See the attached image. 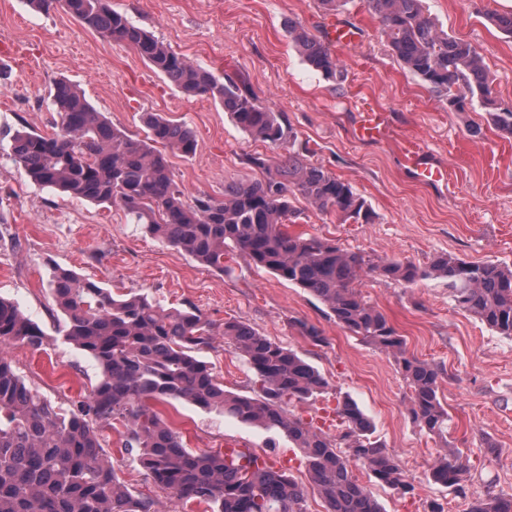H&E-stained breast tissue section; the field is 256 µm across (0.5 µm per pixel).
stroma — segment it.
<instances>
[{
  "mask_svg": "<svg viewBox=\"0 0 512 512\" xmlns=\"http://www.w3.org/2000/svg\"><path fill=\"white\" fill-rule=\"evenodd\" d=\"M136 25L194 63L245 77L262 103L284 112L311 160L352 186L370 204L369 224H343L296 200L293 232L315 234L371 261L394 258L428 266L448 254L467 261L512 266V136L492 125L480 103L449 111L446 102L391 54L377 18L350 0L337 22L360 30L337 50L340 68L327 80L308 67L288 25L323 21L318 0H112ZM448 36L471 43L494 79L496 97L512 103V38L486 20L512 11V0H424ZM13 52L0 63V298L12 301L46 334L40 350L11 345L6 355L25 383L56 405L68 406L98 383L97 364L64 342L63 315L50 298L54 268L102 282L116 294L145 293L166 307L197 309L216 323L238 319L272 342L297 351L328 380L317 399L297 405L304 421L322 416L337 398L351 396L371 419L375 436L411 483L402 496L366 470L358 476L385 512H427L431 500L464 512L466 497L434 484L431 469L443 445L458 448L468 466L466 496L512 494V339L497 335L455 308L441 279L412 285L363 277L362 292L407 340L409 353L444 366L440 397L451 417L447 442L427 435L409 414V390L395 358L336 325L328 308L307 291L231 251L223 270L128 223L123 211L66 196L28 180L12 162V131H53L57 114L50 89L68 78L113 124L139 135L144 113L184 123L196 135L193 155L171 156L175 181L188 194L223 197L225 184L256 176L258 155L277 161L280 150L253 139L218 104L190 97L155 73L131 46L89 30L64 7L31 9L27 0H0V40ZM390 112L394 136L362 143L355 136L360 105ZM412 137L448 167L447 185L418 180L405 165L398 140ZM315 325L317 346L297 321ZM225 390L258 392L245 361L215 337L202 353ZM200 452L233 440L277 469L307 483L301 452L287 436L176 403L162 405ZM109 431L107 450L121 479L137 493L156 495L143 470ZM494 444L498 456L486 455Z\"/></svg>",
  "mask_w": 512,
  "mask_h": 512,
  "instance_id": "1",
  "label": "stroma"
}]
</instances>
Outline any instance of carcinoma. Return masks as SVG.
<instances>
[{"instance_id": "obj_1", "label": "carcinoma", "mask_w": 512, "mask_h": 512, "mask_svg": "<svg viewBox=\"0 0 512 512\" xmlns=\"http://www.w3.org/2000/svg\"><path fill=\"white\" fill-rule=\"evenodd\" d=\"M58 2L87 28L134 47L183 93L212 99L244 133L284 153L273 165L250 157L260 176L225 185L221 199L202 194L189 200L173 179L168 156L195 153L189 128L148 112L144 137L134 138L97 111L78 85L61 78L50 90L56 130L50 135L18 130L12 136L17 168L37 185L121 207L129 223L206 266L224 270L230 248L311 292L339 327L400 362L413 420L443 443L431 479L467 497V467L458 449L448 447V411L440 397L445 369L407 353L405 337L362 293V273L406 285L443 278L456 308L512 338V267L445 254L425 268L393 258L374 264L327 238L288 232L298 196L344 223L370 224L374 213L349 184L308 160L312 150L298 141L284 113L259 102L246 78L219 76L193 64L112 9L109 0H28L39 10ZM423 2L363 0L398 60L444 97L450 111L464 112L476 98L493 126L512 135V104L498 101L481 55L439 31ZM486 19L512 37V12L489 13ZM288 33L309 66L328 80L336 78V55L323 36L295 23L288 24ZM49 288L64 317L65 342L97 363L101 379L67 413L27 386L4 350L15 343L39 349L46 334L0 298V512H188L202 504L210 512H307L304 492L290 473L269 466L247 447L187 449L155 409L158 402H186L283 430L301 450L326 512H382L354 475L352 459L381 485L403 495L412 491L350 396L337 401L334 434L286 410L321 394L328 382L296 351L246 323L228 319L218 325L193 311L165 309L145 294L117 295L68 269L54 270ZM217 335L243 357L259 382V394L224 390L199 359ZM118 423L125 427L122 448L168 505L134 493L118 477L103 446L104 432ZM467 512H512V495L478 496L468 502Z\"/></svg>"}]
</instances>
